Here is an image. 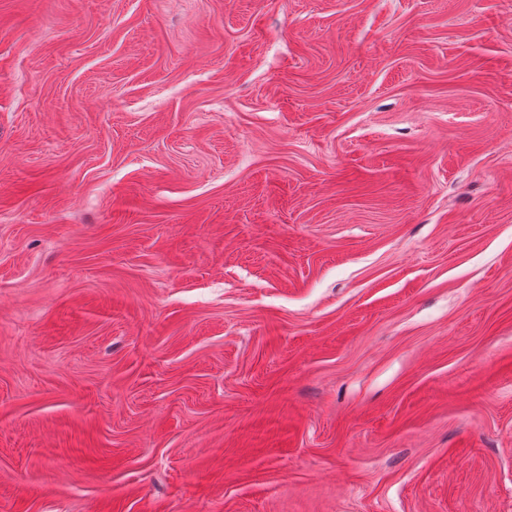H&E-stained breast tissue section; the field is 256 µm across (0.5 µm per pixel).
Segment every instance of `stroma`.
<instances>
[{
  "instance_id": "35a3bbf8",
  "label": "stroma",
  "mask_w": 512,
  "mask_h": 512,
  "mask_svg": "<svg viewBox=\"0 0 512 512\" xmlns=\"http://www.w3.org/2000/svg\"><path fill=\"white\" fill-rule=\"evenodd\" d=\"M0 512H512V0H0Z\"/></svg>"
}]
</instances>
